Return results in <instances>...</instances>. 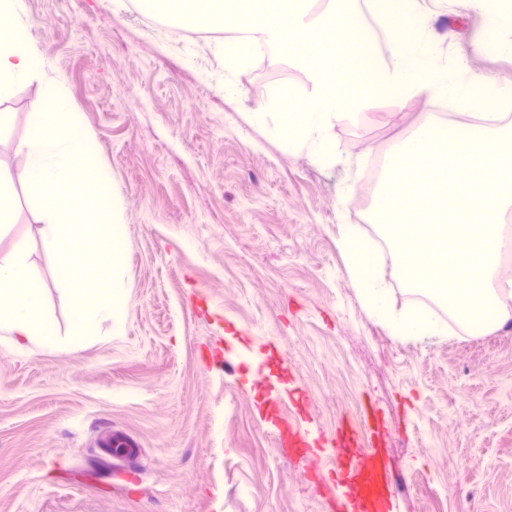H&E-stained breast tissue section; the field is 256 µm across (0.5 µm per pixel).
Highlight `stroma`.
<instances>
[{
	"label": "stroma",
	"mask_w": 512,
	"mask_h": 512,
	"mask_svg": "<svg viewBox=\"0 0 512 512\" xmlns=\"http://www.w3.org/2000/svg\"><path fill=\"white\" fill-rule=\"evenodd\" d=\"M432 54L457 66L436 99L372 105L338 124L322 167L251 125L249 114L307 74L252 57L226 94L221 39L158 29L136 0H21L50 66L0 100L10 115L0 165L47 89L63 85L112 170L124 224L123 328L74 350L0 338V512H334L330 470L278 452L261 412L281 401L325 438L374 412L402 512H512V325L483 336L402 340L366 311L338 227L382 247L364 186L384 146L461 99L483 111L474 75L512 80V49L485 14L427 0ZM0 255L25 243L60 327L70 313L37 213L17 189ZM268 378L267 396L252 389ZM308 395L304 410L289 396ZM120 430L140 454L113 457Z\"/></svg>",
	"instance_id": "stroma-1"
}]
</instances>
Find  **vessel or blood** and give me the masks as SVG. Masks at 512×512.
<instances>
[{"label":"vessel or blood","instance_id":"vessel-or-blood-1","mask_svg":"<svg viewBox=\"0 0 512 512\" xmlns=\"http://www.w3.org/2000/svg\"><path fill=\"white\" fill-rule=\"evenodd\" d=\"M360 427L347 425L331 443V452L311 447L309 431L282 424L279 446L299 451L312 469H321L327 458L336 462V512H399L384 462L376 449L364 447Z\"/></svg>","mask_w":512,"mask_h":512}]
</instances>
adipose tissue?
I'll use <instances>...</instances> for the list:
<instances>
[{
    "mask_svg": "<svg viewBox=\"0 0 512 512\" xmlns=\"http://www.w3.org/2000/svg\"><path fill=\"white\" fill-rule=\"evenodd\" d=\"M48 57L33 43L29 28L21 23L0 27V100L18 85L42 71ZM339 245L346 270L369 314L393 336L407 339L445 335V327L426 306L396 305L385 285L384 264L372 241L349 224L338 227Z\"/></svg>",
    "mask_w": 512,
    "mask_h": 512,
    "instance_id": "1",
    "label": "adipose tissue"
}]
</instances>
